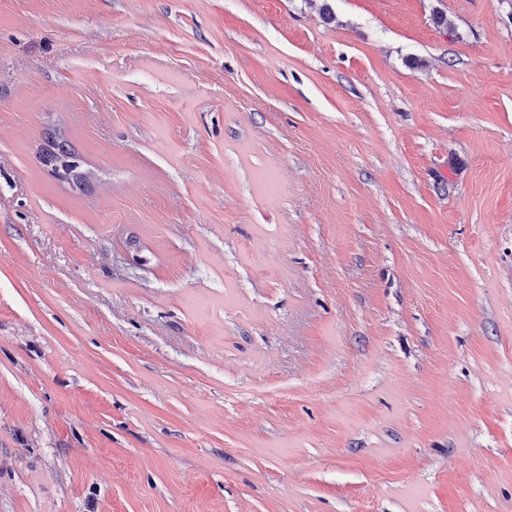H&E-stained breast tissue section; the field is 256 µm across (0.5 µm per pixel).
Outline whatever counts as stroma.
I'll list each match as a JSON object with an SVG mask.
<instances>
[{"mask_svg": "<svg viewBox=\"0 0 512 512\" xmlns=\"http://www.w3.org/2000/svg\"><path fill=\"white\" fill-rule=\"evenodd\" d=\"M0 512H512V0H0ZM42 157L46 166L76 185H84L92 179V173L83 169L78 155L60 134L50 135Z\"/></svg>", "mask_w": 512, "mask_h": 512, "instance_id": "1", "label": "stroma"}]
</instances>
